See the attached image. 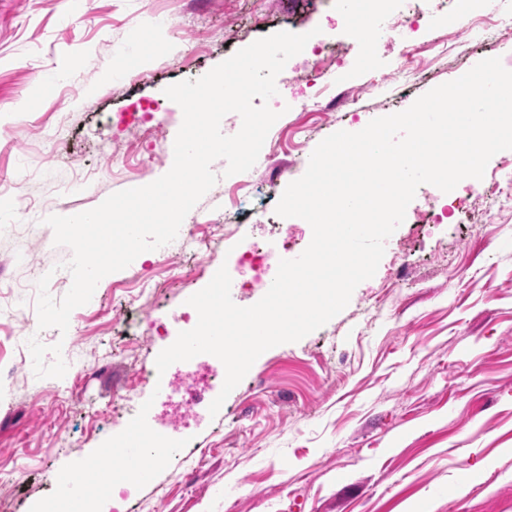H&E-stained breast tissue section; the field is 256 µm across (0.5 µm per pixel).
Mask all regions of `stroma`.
I'll list each match as a JSON object with an SVG mask.
<instances>
[{
    "label": "stroma",
    "instance_id": "35a3bbf8",
    "mask_svg": "<svg viewBox=\"0 0 512 512\" xmlns=\"http://www.w3.org/2000/svg\"><path fill=\"white\" fill-rule=\"evenodd\" d=\"M237 35L224 41V23ZM448 25L436 13L419 32L427 43L422 79L404 80L396 50L379 46L371 65L349 37V20L329 0H0V512H29L50 495L60 469L121 432L129 418L118 397L134 367L153 364L169 342L138 346L144 315L132 285L148 279L158 316L180 310L212 279L225 248L266 239L272 224L247 221L225 229L224 185L194 207L215 248L198 253L186 287L145 271L152 253L100 280L95 307L76 308L62 353L83 359L85 372L36 378L23 361L27 334L12 320L26 303L34 272L50 274L62 298L72 282L69 248L55 245L46 217L87 211L110 194L147 185L173 164L181 108L167 86L195 80L235 52L270 34L321 28L337 38L343 60L338 89L358 86L355 114L320 97L300 106L299 72L280 73L285 112L277 130H310L302 157L279 155L257 175L277 204L306 158L327 136L357 132L372 119L403 111L430 89L457 79L483 59H512V45L480 32L460 37L438 57L432 42ZM388 85L367 87L369 71ZM150 105L162 128L152 142L121 123L130 100ZM335 114L320 119L322 110ZM128 154L132 169L113 164ZM417 190L395 240L411 254L394 270L384 254L375 275L357 286L347 307L294 343L265 351L218 414L185 415L178 438L207 449L201 468L178 461L144 488L164 512H512V202L492 224H421ZM401 286L390 287L394 274ZM380 301L382 320L366 325L360 309Z\"/></svg>",
    "mask_w": 512,
    "mask_h": 512
}]
</instances>
